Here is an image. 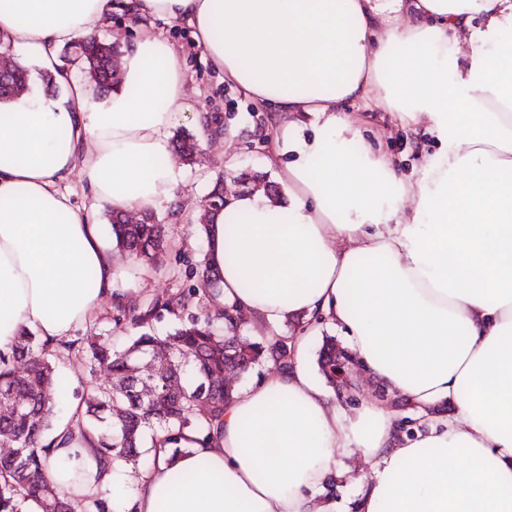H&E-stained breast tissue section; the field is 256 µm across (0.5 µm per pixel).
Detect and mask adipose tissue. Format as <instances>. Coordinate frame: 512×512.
Listing matches in <instances>:
<instances>
[{
	"instance_id": "1",
	"label": "adipose tissue",
	"mask_w": 512,
	"mask_h": 512,
	"mask_svg": "<svg viewBox=\"0 0 512 512\" xmlns=\"http://www.w3.org/2000/svg\"><path fill=\"white\" fill-rule=\"evenodd\" d=\"M113 12L187 19L196 50L270 113L284 199L233 194L211 214L216 306L260 336L298 318L336 326L407 412L340 399L295 360L234 390L210 443L131 480L104 468L72 403L45 480L83 468L76 504L132 482L130 512H336L337 459L357 456L370 466L357 512H512V0H0V47L53 72L59 46ZM184 109L181 60L147 29L109 105L77 83L60 105H0V359L22 331L54 347L103 303L130 302L95 206L137 213L173 196ZM374 109L439 151L408 175L386 152L350 151ZM76 170L93 206L65 188Z\"/></svg>"
}]
</instances>
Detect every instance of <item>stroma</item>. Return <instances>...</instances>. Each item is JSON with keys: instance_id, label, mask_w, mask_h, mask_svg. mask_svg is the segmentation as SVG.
<instances>
[{"instance_id": "1", "label": "stroma", "mask_w": 512, "mask_h": 512, "mask_svg": "<svg viewBox=\"0 0 512 512\" xmlns=\"http://www.w3.org/2000/svg\"><path fill=\"white\" fill-rule=\"evenodd\" d=\"M148 28L165 40L181 55L187 80L189 111L208 113L219 132L203 137L201 153L196 161L177 157V187L173 200L161 202L152 212L168 228V245L153 260L131 266L126 288L141 302L173 294L195 285L198 278L194 264L206 254V237L198 212L216 179L233 180L237 192L253 190L256 184L274 185L273 167L267 163L265 131L267 114L244 98L224 74L194 47V27L187 20L173 21L160 16L145 17L135 22L123 13H112L101 41L120 42L123 51H130L140 28ZM363 140L351 143V151H359L361 143L389 153L404 169L418 161V149L437 151L438 144L429 134H422L419 143L407 141L404 133L389 124L387 113L367 116L362 126ZM117 307L103 305L91 323L79 329L77 338L107 336L114 347H128L139 331L120 324Z\"/></svg>"}]
</instances>
